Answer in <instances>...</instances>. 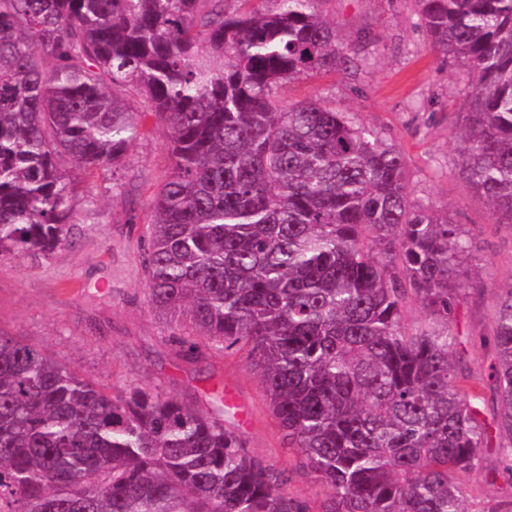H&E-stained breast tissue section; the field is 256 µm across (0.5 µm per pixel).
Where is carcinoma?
<instances>
[{"label":"carcinoma","instance_id":"obj_1","mask_svg":"<svg viewBox=\"0 0 512 512\" xmlns=\"http://www.w3.org/2000/svg\"><path fill=\"white\" fill-rule=\"evenodd\" d=\"M0 0V253L68 242L60 167H122L147 121L170 171L153 198L150 307L174 342L247 351L323 512H463L493 420L512 473V288L487 377L452 358L473 240L412 198L405 156L282 86L352 59L321 0ZM470 75L464 173L512 224V0H413ZM415 300L433 321L407 330ZM213 409L117 393L0 332V512H309Z\"/></svg>","mask_w":512,"mask_h":512}]
</instances>
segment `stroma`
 Wrapping results in <instances>:
<instances>
[{
	"label": "stroma",
	"mask_w": 512,
	"mask_h": 512,
	"mask_svg": "<svg viewBox=\"0 0 512 512\" xmlns=\"http://www.w3.org/2000/svg\"><path fill=\"white\" fill-rule=\"evenodd\" d=\"M321 10L355 65L283 85L281 98L291 104L324 96L396 144L406 157L413 198L447 210L473 237L471 279L456 300L451 329L470 371L487 374L492 292L512 287V225L495 223L485 196L461 174L458 114L469 77L432 49L412 0H323ZM168 172L166 135L154 126L120 170L71 172L72 242L47 256L0 254V332L45 348L113 392L148 385L203 410L214 390L231 392L239 408L227 415V426L253 455L287 470L290 495L321 512L329 493L289 448L245 351L209 350L185 359L174 341L175 323L148 303L144 258L152 202ZM498 444L490 436L480 473L460 478L466 512L512 503V479L502 471Z\"/></svg>",
	"instance_id": "obj_1"
}]
</instances>
